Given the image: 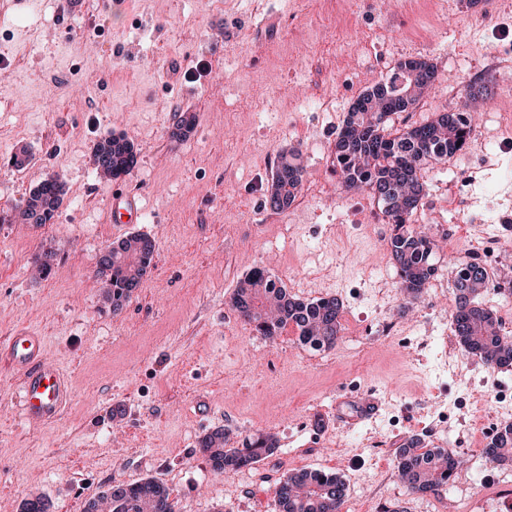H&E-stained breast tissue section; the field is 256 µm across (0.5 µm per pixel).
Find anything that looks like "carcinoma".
I'll return each instance as SVG.
<instances>
[{"label":"carcinoma","mask_w":512,"mask_h":512,"mask_svg":"<svg viewBox=\"0 0 512 512\" xmlns=\"http://www.w3.org/2000/svg\"><path fill=\"white\" fill-rule=\"evenodd\" d=\"M439 80L437 66L424 59H407L392 68L386 78L363 93L352 105L337 133L336 169L344 190H368L377 200L385 223L394 225L389 239L391 259L406 297L416 298L424 290L436 267L435 241L413 227V216L422 198L421 168L441 162L462 151L474 130L471 115L456 110L442 112L422 124L391 129V115L406 112ZM94 165L112 177L130 173L137 163L133 141L109 135L94 147ZM305 167L297 151L278 156L268 188L267 205L275 212L288 208L300 194ZM64 188L50 178L32 190L14 213L1 221L50 224L62 204ZM154 241L131 235L108 247L98 260V273L106 285L105 299L117 311L130 299L140 280L152 266ZM495 283V274L474 260L456 268V294L452 318L456 337L469 352L490 367L512 366V339L500 334L501 320L490 309L475 305L481 291ZM231 307L258 334L273 338L293 326L300 344L315 350L333 348L342 330V302L335 298L303 301L288 293L285 285L256 269L241 280L231 297ZM200 447L217 473L251 467L277 448L270 434H259L240 448L226 447L224 432L205 435ZM496 464L512 463V425L503 427L482 449ZM458 461L438 448H427L410 440L402 448L398 470L411 493H434L454 477ZM346 481L325 470L292 472L275 485L278 512H341L347 498ZM170 499L168 489L154 479L112 486L88 502L85 512H96L105 500L111 512H163Z\"/></svg>","instance_id":"1"}]
</instances>
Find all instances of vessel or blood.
Listing matches in <instances>:
<instances>
[{"mask_svg":"<svg viewBox=\"0 0 512 512\" xmlns=\"http://www.w3.org/2000/svg\"><path fill=\"white\" fill-rule=\"evenodd\" d=\"M110 217L116 224L140 223L138 197L130 193L114 196ZM0 356L22 372L19 405L26 423L38 426L62 414L71 399L70 386L60 369L47 360L39 336L28 331L15 333L0 345Z\"/></svg>","mask_w":512,"mask_h":512,"instance_id":"vessel-or-blood-1","label":"vessel or blood"}]
</instances>
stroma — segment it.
Listing matches in <instances>:
<instances>
[{"label":"stroma","mask_w":512,"mask_h":512,"mask_svg":"<svg viewBox=\"0 0 512 512\" xmlns=\"http://www.w3.org/2000/svg\"><path fill=\"white\" fill-rule=\"evenodd\" d=\"M0 0L17 16L0 29V212L49 177L65 201L53 223H0V342L20 328L41 336L72 397L56 420L29 426L19 373L0 360V512L41 496L47 512H83L115 481L146 477L176 512H276L285 474L329 469L361 512H458L447 488L409 493L402 445L458 447L469 464L490 428L512 423V366L492 368L453 334L452 288L426 286L401 312L392 227L369 220L377 203L342 191L336 134L357 98L409 58L437 65L423 123L463 108L474 132L512 141V0ZM312 97L325 111L307 112ZM196 124L173 137V115ZM127 135L132 172L100 176L104 136ZM28 162L9 165L16 149ZM298 149L306 185L286 220L265 205L274 162ZM415 224H434L436 267L490 253L512 278V149L468 147L421 172ZM137 194L140 224H114V190ZM486 225L472 239L460 213ZM293 232L283 236V226ZM155 241V259L129 302L113 311L99 254L130 235ZM52 252L49 274L34 264ZM262 268L302 300L344 304L335 347L313 351L294 330L269 340L229 304L238 282ZM401 326L380 334L382 322ZM379 399L377 415L347 428L339 406ZM221 429L234 445L260 433L278 446L249 468L213 472L201 438Z\"/></svg>","instance_id":"1"}]
</instances>
